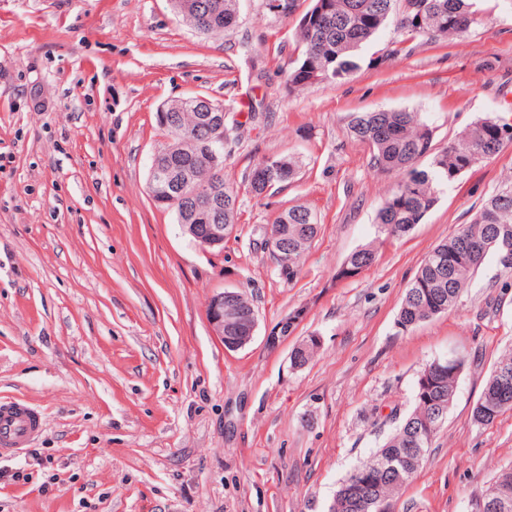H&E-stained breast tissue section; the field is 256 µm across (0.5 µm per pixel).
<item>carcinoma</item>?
Wrapping results in <instances>:
<instances>
[{
	"mask_svg": "<svg viewBox=\"0 0 512 512\" xmlns=\"http://www.w3.org/2000/svg\"><path fill=\"white\" fill-rule=\"evenodd\" d=\"M205 18L206 33H228L237 24L233 0H192ZM396 18L402 39L400 45L419 38L434 41L459 37L482 23L473 0H309V6L295 25V41L287 73L288 91L304 90L351 78L360 68L359 50L370 42L391 18ZM196 96L185 98L179 126L156 121L165 139L211 137L198 130L193 121ZM512 123L500 116H487L474 122L466 131L440 151L433 148V129L417 112L405 110L354 112L348 116V129L371 151L372 167L380 174L402 172L404 177L390 190L379 205L375 224L378 235L370 243L353 251L344 261L336 279L345 280L357 270L373 264L387 242L399 238L435 206L438 193L448 182L476 163L496 156L512 136L501 140L500 128ZM429 158L426 168L417 162ZM302 160L294 155L263 158L248 175L245 189L263 199L266 178L280 188L297 176ZM209 171L199 170L196 181L186 185L179 201L170 202V185L164 178L147 176L149 197L153 204L174 214L176 222L186 224L185 212L205 192ZM228 208L222 223L238 218V190L224 183ZM319 231L316 212L304 204L283 210L275 219L270 238L288 244L285 254H270L277 268L288 267L282 278L288 282L301 271V258ZM494 259L512 269V187L488 198L472 221L435 246L421 262L406 288L395 325L402 331L451 311L461 293L469 287L475 273ZM241 320L224 326V335L243 332L242 318L251 312L253 301L238 297ZM320 348L314 336L297 343L291 352V365L302 368ZM465 359L427 365L420 373L414 391L412 409L398 420L393 432L342 480L330 512H394L403 486L418 472L425 461L437 431L418 433L437 404L450 409ZM512 371V352L500 356L493 364L483 392L472 410L478 425L492 423L501 413L512 409V378L502 371ZM421 452L405 458L404 449Z\"/></svg>",
	"mask_w": 512,
	"mask_h": 512,
	"instance_id": "obj_1",
	"label": "carcinoma"
}]
</instances>
